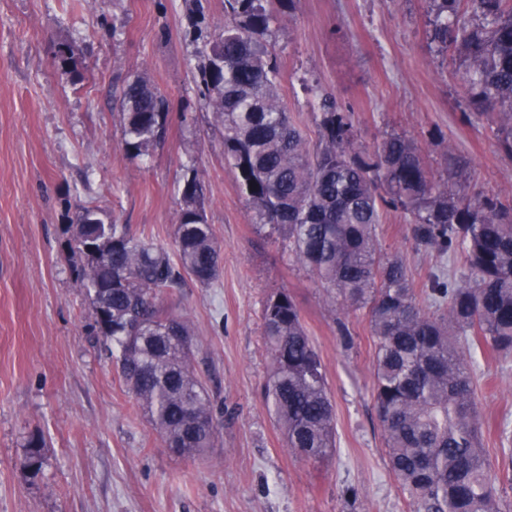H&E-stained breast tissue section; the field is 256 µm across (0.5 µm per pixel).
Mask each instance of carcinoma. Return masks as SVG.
Returning <instances> with one entry per match:
<instances>
[{"label": "carcinoma", "instance_id": "cac0c4a2", "mask_svg": "<svg viewBox=\"0 0 512 512\" xmlns=\"http://www.w3.org/2000/svg\"><path fill=\"white\" fill-rule=\"evenodd\" d=\"M429 3L431 42L458 52L471 101L490 111L498 147L512 157V0ZM293 8L294 0H224V25L197 50L195 83L224 129V160L257 225L282 237L289 259L343 306L366 310L376 338L374 406L389 468L413 512H500L497 483L512 485V452L503 454L502 477L491 476L468 359L477 348L512 354V198L459 196L466 166L454 162L446 177H434L404 133L386 135L371 154L354 150L352 118L329 94L318 96L319 140L309 147L282 100L277 58L265 40ZM77 51L58 45L63 72ZM122 115L127 155L147 156L165 144L166 100L147 77L123 87ZM180 192L174 259L96 207L83 208L67 232L95 329L120 378L164 447L195 457L213 447L218 422L191 367L192 330L160 300L187 277L213 284L220 246L196 168L186 169ZM385 207L411 216L418 245L450 256L462 251V270L433 275V311L418 300L403 260L380 254ZM262 318L269 411L292 454L325 459L337 447L335 412L301 310L279 291L265 301ZM45 447L38 433L27 439L20 466L32 477L43 469Z\"/></svg>", "mask_w": 512, "mask_h": 512}]
</instances>
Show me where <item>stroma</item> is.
Listing matches in <instances>:
<instances>
[{"label": "stroma", "instance_id": "obj_1", "mask_svg": "<svg viewBox=\"0 0 512 512\" xmlns=\"http://www.w3.org/2000/svg\"><path fill=\"white\" fill-rule=\"evenodd\" d=\"M188 8L187 0H0V512H411L374 410L367 316L343 310L257 228L224 162V130L197 93ZM430 18L428 0H296L268 35L283 100L309 143L318 139L319 88L351 113L360 147L403 132L434 176L452 151L468 163L466 193H512V157L472 105L458 54L432 44ZM70 42L80 52L64 75L54 53ZM137 75L166 99L168 134L162 148L131 158L119 94ZM191 166L222 271L216 284L187 280L162 301L194 332L193 368L219 437L205 454L178 458L100 349L65 224L91 203L174 251L178 188ZM379 244L403 259L420 291L449 265L416 246L399 210H384ZM279 290L297 301L327 372L338 448L320 463L289 453L265 403L261 315ZM469 368L495 472L500 437H512V356L479 349ZM34 433L46 441L35 477L20 466Z\"/></svg>", "mask_w": 512, "mask_h": 512}]
</instances>
